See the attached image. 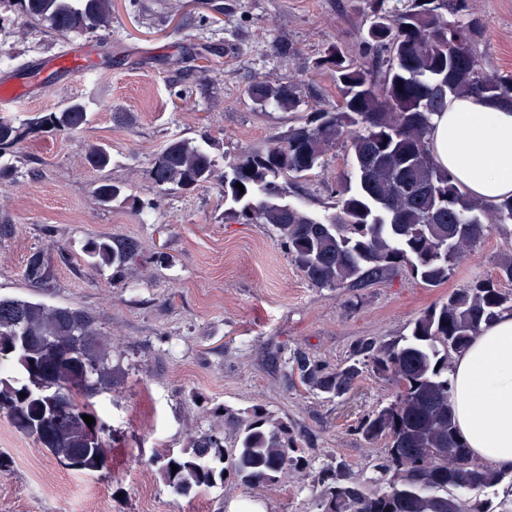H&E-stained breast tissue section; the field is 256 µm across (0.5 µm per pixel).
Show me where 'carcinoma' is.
<instances>
[{
    "instance_id": "carcinoma-1",
    "label": "carcinoma",
    "mask_w": 512,
    "mask_h": 512,
    "mask_svg": "<svg viewBox=\"0 0 512 512\" xmlns=\"http://www.w3.org/2000/svg\"><path fill=\"white\" fill-rule=\"evenodd\" d=\"M22 13L57 32L98 34L112 25V0H17ZM369 23L359 56L330 45L317 68L331 74L340 99L333 108L312 103L293 80L257 77L247 94L255 105L299 112L297 122L267 144L247 148L224 172L192 138L169 140L148 175L161 192H191L208 184L224 198V217L267 224L296 267L317 288H355L402 266L430 286L448 281L465 249L483 235L486 216L512 224V195L487 204L462 190L440 167L429 134L448 98L480 95L512 102V75L485 71L476 46L483 21L467 0H366ZM88 121L85 103L70 98L58 112L33 117L29 127L68 133ZM23 128L0 118V179L17 173L4 160ZM338 144L350 155L354 185L338 190L333 211L313 214L286 201L290 184L325 164ZM85 161L102 170L106 148L85 147ZM240 183L244 192L235 184ZM124 187L103 181L98 201L107 206ZM91 266L124 267L135 249L110 236L84 245ZM52 273L40 251L27 263L39 285ZM512 311V292L477 280L431 305L397 340H364L332 371L305 355L294 362L307 390L329 399L353 388L362 366L396 386L388 404L362 417L355 430L367 441L387 440L374 464L384 485L368 487L339 462L317 474V512H512V499L481 497L512 474L480 463L462 440L451 410L448 363L466 350L480 327ZM14 374L0 375V413L12 426L72 469L107 467L104 409L95 398L117 382L112 345L87 311L0 296V360ZM224 433L189 437L180 452H163L153 465L169 490L189 496L224 486L231 478L247 489L274 486L285 473L308 472L307 458L288 425L262 405L221 407ZM95 419L87 425L83 416ZM177 470H172L171 465Z\"/></svg>"
}]
</instances>
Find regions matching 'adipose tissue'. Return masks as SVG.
Here are the masks:
<instances>
[{"instance_id":"1","label":"adipose tissue","mask_w":512,"mask_h":512,"mask_svg":"<svg viewBox=\"0 0 512 512\" xmlns=\"http://www.w3.org/2000/svg\"><path fill=\"white\" fill-rule=\"evenodd\" d=\"M434 156L459 186L488 203L512 194V106L453 98L433 120ZM456 426L475 458L512 471V311L482 325L449 369Z\"/></svg>"}]
</instances>
